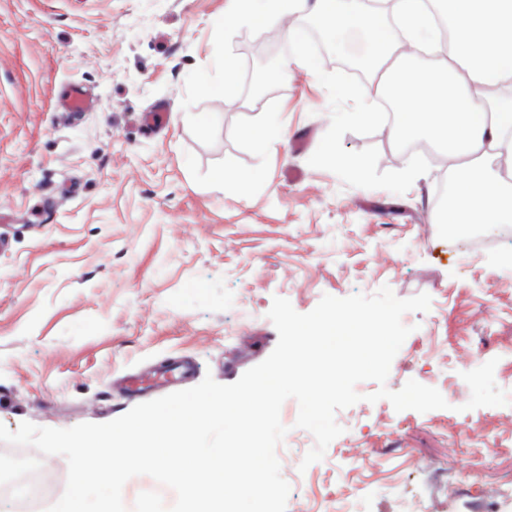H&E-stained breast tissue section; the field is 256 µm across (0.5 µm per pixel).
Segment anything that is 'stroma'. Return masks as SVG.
<instances>
[{
  "instance_id": "35a3bbf8",
  "label": "stroma",
  "mask_w": 512,
  "mask_h": 512,
  "mask_svg": "<svg viewBox=\"0 0 512 512\" xmlns=\"http://www.w3.org/2000/svg\"><path fill=\"white\" fill-rule=\"evenodd\" d=\"M226 0H0V423L70 428L199 384H231L274 350V297L300 313L323 295L400 298L428 293L386 381L424 379L447 408L395 411L363 399L340 410L344 429L323 459L286 479L310 512L337 487L357 490L358 512H512V411L466 409L461 377L497 359L512 393V240L473 261L430 221L440 166L401 160L388 113L334 125L354 94L337 96L293 69L250 107L262 46L251 28L220 25ZM348 31L321 69L337 81L364 56ZM238 61L239 98L213 94L216 62ZM96 100L62 111L69 83ZM282 112L289 139L257 151L241 130ZM362 158L357 181L331 149ZM416 179L398 185L400 168ZM247 170L244 193L218 172ZM187 359L189 377L159 378ZM481 447L490 465L470 454ZM467 487L455 488L462 473Z\"/></svg>"
}]
</instances>
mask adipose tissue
Wrapping results in <instances>:
<instances>
[{
  "mask_svg": "<svg viewBox=\"0 0 512 512\" xmlns=\"http://www.w3.org/2000/svg\"><path fill=\"white\" fill-rule=\"evenodd\" d=\"M390 3L385 14L359 0H226L224 26L267 30L299 12L334 41L349 29L365 30L371 42L367 81L355 111L341 113V120L370 124L376 104L393 100L394 142L425 140L455 162L452 224H511L512 182L492 161L512 157V0H437L460 33L442 63L413 56L433 40L428 0Z\"/></svg>",
  "mask_w": 512,
  "mask_h": 512,
  "instance_id": "ef3b65f1",
  "label": "adipose tissue"
}]
</instances>
